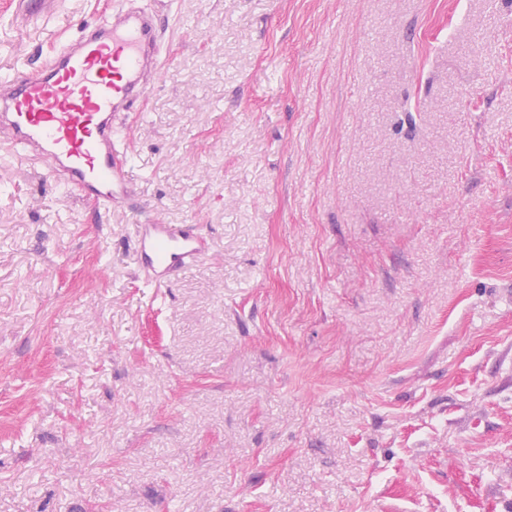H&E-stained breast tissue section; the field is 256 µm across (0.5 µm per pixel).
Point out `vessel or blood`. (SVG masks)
Returning a JSON list of instances; mask_svg holds the SVG:
<instances>
[{"instance_id": "obj_1", "label": "vessel or blood", "mask_w": 512, "mask_h": 512, "mask_svg": "<svg viewBox=\"0 0 512 512\" xmlns=\"http://www.w3.org/2000/svg\"><path fill=\"white\" fill-rule=\"evenodd\" d=\"M61 6L62 0H15L18 25L36 24ZM162 31L153 11L117 0L44 66L0 82V145L47 168L83 201L137 208L117 130L151 89ZM208 250V240L186 224L134 227L136 267L155 288L168 287Z\"/></svg>"}]
</instances>
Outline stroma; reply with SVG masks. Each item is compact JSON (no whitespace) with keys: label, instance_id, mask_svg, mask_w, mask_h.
Segmentation results:
<instances>
[{"label":"stroma","instance_id":"35a3bbf8","mask_svg":"<svg viewBox=\"0 0 512 512\" xmlns=\"http://www.w3.org/2000/svg\"><path fill=\"white\" fill-rule=\"evenodd\" d=\"M123 139L137 210L0 148V512H512V0H171ZM206 238L188 224H137L134 257L146 285L166 288L209 251Z\"/></svg>","mask_w":512,"mask_h":512}]
</instances>
